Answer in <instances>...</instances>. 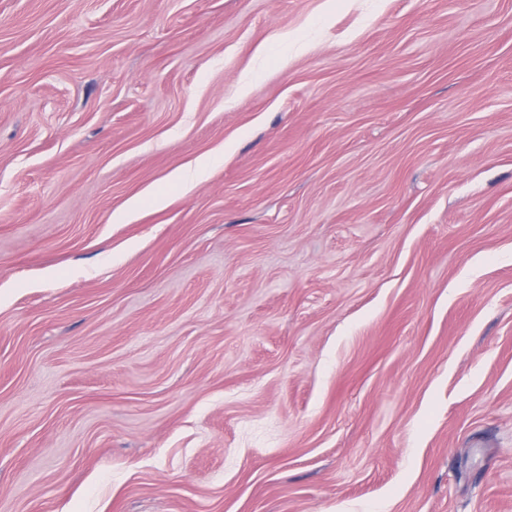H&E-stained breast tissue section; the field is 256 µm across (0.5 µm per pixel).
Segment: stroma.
Masks as SVG:
<instances>
[{"mask_svg":"<svg viewBox=\"0 0 512 512\" xmlns=\"http://www.w3.org/2000/svg\"><path fill=\"white\" fill-rule=\"evenodd\" d=\"M327 2L0 0V512H512V0Z\"/></svg>","mask_w":512,"mask_h":512,"instance_id":"1","label":"stroma"}]
</instances>
